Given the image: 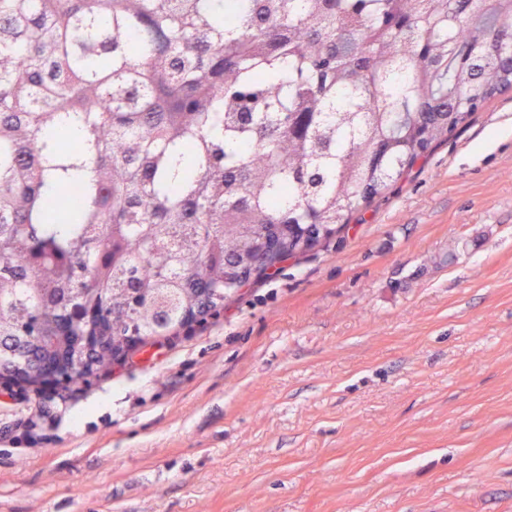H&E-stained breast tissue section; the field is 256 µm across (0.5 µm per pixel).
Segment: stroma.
I'll return each instance as SVG.
<instances>
[{
    "instance_id": "35a3bbf8",
    "label": "stroma",
    "mask_w": 512,
    "mask_h": 512,
    "mask_svg": "<svg viewBox=\"0 0 512 512\" xmlns=\"http://www.w3.org/2000/svg\"><path fill=\"white\" fill-rule=\"evenodd\" d=\"M0 512H512V89L204 325L0 389Z\"/></svg>"
}]
</instances>
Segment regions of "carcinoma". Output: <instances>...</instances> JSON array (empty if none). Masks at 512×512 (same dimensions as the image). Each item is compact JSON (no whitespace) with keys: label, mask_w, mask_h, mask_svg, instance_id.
<instances>
[{"label":"carcinoma","mask_w":512,"mask_h":512,"mask_svg":"<svg viewBox=\"0 0 512 512\" xmlns=\"http://www.w3.org/2000/svg\"><path fill=\"white\" fill-rule=\"evenodd\" d=\"M512 85V0H0V384L231 300Z\"/></svg>","instance_id":"obj_1"}]
</instances>
